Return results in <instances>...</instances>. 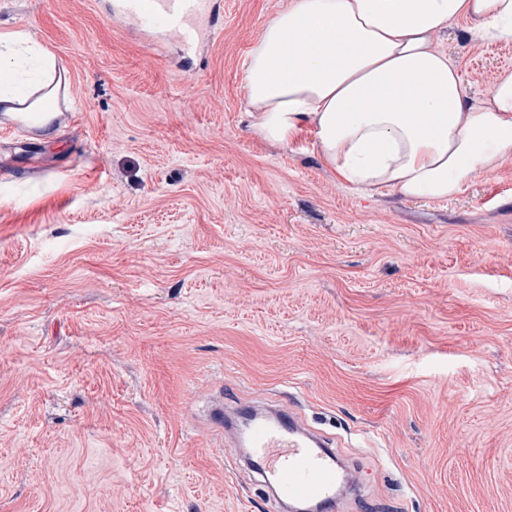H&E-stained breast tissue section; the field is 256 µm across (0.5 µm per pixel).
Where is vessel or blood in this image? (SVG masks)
Returning a JSON list of instances; mask_svg holds the SVG:
<instances>
[{
    "label": "vessel or blood",
    "instance_id": "obj_1",
    "mask_svg": "<svg viewBox=\"0 0 512 512\" xmlns=\"http://www.w3.org/2000/svg\"><path fill=\"white\" fill-rule=\"evenodd\" d=\"M214 0H112L111 13L139 29L161 30L195 50L209 36ZM59 115L34 117L21 112L15 125L32 134L56 128ZM213 421L234 444L250 448L251 464L276 491L280 506L290 503L335 505L358 482L356 475L337 474L335 461L320 439L276 409L258 411L248 431H241L234 412L216 408Z\"/></svg>",
    "mask_w": 512,
    "mask_h": 512
}]
</instances>
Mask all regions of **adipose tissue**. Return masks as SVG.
<instances>
[{"mask_svg":"<svg viewBox=\"0 0 512 512\" xmlns=\"http://www.w3.org/2000/svg\"><path fill=\"white\" fill-rule=\"evenodd\" d=\"M461 18L483 40L512 41V0H289L249 52L244 117L274 146L310 131L322 163L350 184L450 199L512 160V72L469 94L434 45ZM12 40L36 58V77L17 90L0 57V108L57 111L54 54Z\"/></svg>","mask_w":512,"mask_h":512,"instance_id":"adipose-tissue-1","label":"adipose tissue"}]
</instances>
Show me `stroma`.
<instances>
[{"instance_id":"35a3bbf8","label":"stroma","mask_w":512,"mask_h":512,"mask_svg":"<svg viewBox=\"0 0 512 512\" xmlns=\"http://www.w3.org/2000/svg\"><path fill=\"white\" fill-rule=\"evenodd\" d=\"M287 4L218 0L186 60L104 0H0L72 115L0 118V512H277L218 396L294 402L360 474L336 512H512V160L407 199L258 139L245 64ZM436 46L472 94L512 71L467 20Z\"/></svg>"}]
</instances>
